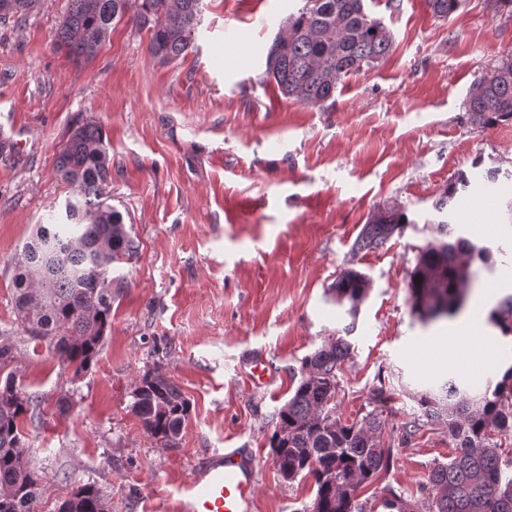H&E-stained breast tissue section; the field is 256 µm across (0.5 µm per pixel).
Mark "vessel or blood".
Here are the masks:
<instances>
[{
  "instance_id": "vessel-or-blood-1",
  "label": "vessel or blood",
  "mask_w": 512,
  "mask_h": 512,
  "mask_svg": "<svg viewBox=\"0 0 512 512\" xmlns=\"http://www.w3.org/2000/svg\"><path fill=\"white\" fill-rule=\"evenodd\" d=\"M249 376L265 389L273 373L264 355L252 357ZM258 489L255 459L237 448L214 449L182 489L181 512H249Z\"/></svg>"
}]
</instances>
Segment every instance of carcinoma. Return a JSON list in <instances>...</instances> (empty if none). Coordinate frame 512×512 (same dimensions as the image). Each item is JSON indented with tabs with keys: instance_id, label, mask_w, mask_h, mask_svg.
Here are the masks:
<instances>
[{
	"instance_id": "obj_1",
	"label": "carcinoma",
	"mask_w": 512,
	"mask_h": 512,
	"mask_svg": "<svg viewBox=\"0 0 512 512\" xmlns=\"http://www.w3.org/2000/svg\"><path fill=\"white\" fill-rule=\"evenodd\" d=\"M288 14L265 56L262 82H273L286 98L324 107L342 79L369 70L391 51L393 34L368 13L365 0H302ZM460 0H428L436 17L457 11ZM39 0H0V24L22 21ZM149 33L148 50L162 63L186 56L201 23L204 0H69L54 46L77 63H88L128 12ZM471 123L479 129L512 121V53L502 57L466 99ZM109 142L102 128L86 122L72 128L55 163L59 180L75 188L65 205L66 222L42 224L22 246L12 267L14 306L22 330L52 346L74 375L98 355L112 317L113 264L137 252L120 211L105 202L110 180ZM463 173L435 203L442 213L466 187ZM409 223L406 212L385 209L364 225L355 249L379 248ZM491 248L454 233L448 221L418 247L408 273L407 302L424 323L457 315L475 285L472 267L491 263ZM370 290V279L348 268L331 291L336 305H349L356 317ZM487 322L512 338V292L492 306ZM350 343L336 336L302 362L301 378L275 414L271 446L282 477L312 476L316 487L310 512H367L357 498L362 485L386 467L385 422L373 411L348 422L336 413L338 373ZM14 344L0 340V512H42L44 476L31 466L21 425L32 398L17 385ZM421 416L448 426L455 455L437 465L428 482L436 495L427 512H512V457L503 442L512 438V365L494 384L473 395L454 380L435 392L417 394ZM131 412L164 448L177 445L189 401L166 375L143 377L132 392ZM384 512H417V503L389 488L380 500ZM60 512H107L104 495L93 484L80 486Z\"/></svg>"
}]
</instances>
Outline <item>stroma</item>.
Wrapping results in <instances>:
<instances>
[{"label": "stroma", "instance_id": "1", "mask_svg": "<svg viewBox=\"0 0 512 512\" xmlns=\"http://www.w3.org/2000/svg\"><path fill=\"white\" fill-rule=\"evenodd\" d=\"M68 3L40 0L26 22L0 26V127L14 132L0 153V335L14 342L17 377L37 403L22 433L45 475L43 512L87 483L110 512H175L214 448L253 452L252 512H308L312 478L286 481L275 462V414L303 359L348 324L336 410L345 420L379 413L393 450L359 498L375 505L391 488L428 501V476L453 448L435 422L403 438L416 393L450 378L478 390L512 365V342L486 324L467 335L477 367L455 363V321H417L406 292L417 249L435 232V200L477 159L503 174L473 179L449 220L491 246L493 263H512V123L480 130L465 110L470 89L512 52V13L461 0L444 19L427 0H367L392 30V50L344 78L322 109L260 82L297 0H205L193 49L170 64L150 55L147 32L128 17L92 62L74 64L53 48ZM85 121L110 142L107 202L139 250L111 271L112 325L77 377L19 327L11 263L38 225L61 219L74 189L55 160ZM384 208L405 211L409 224L384 247L353 253ZM347 268L371 281L353 320L330 291ZM259 350L277 377L268 389L247 377ZM154 370L190 401L174 448L129 409Z\"/></svg>", "mask_w": 512, "mask_h": 512}]
</instances>
